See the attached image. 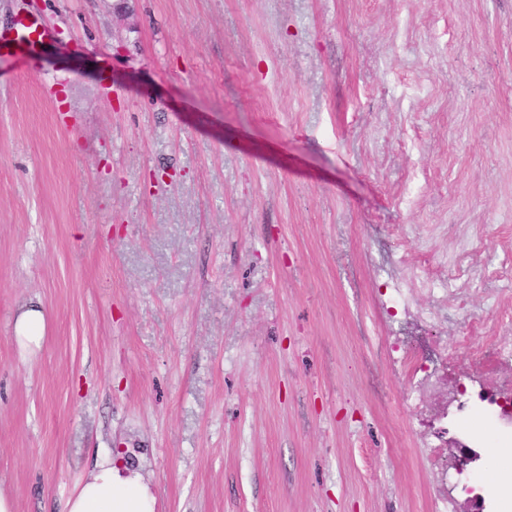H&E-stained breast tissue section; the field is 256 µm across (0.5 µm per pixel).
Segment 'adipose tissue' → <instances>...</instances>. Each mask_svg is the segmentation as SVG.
I'll return each mask as SVG.
<instances>
[{"label":"adipose tissue","mask_w":512,"mask_h":512,"mask_svg":"<svg viewBox=\"0 0 512 512\" xmlns=\"http://www.w3.org/2000/svg\"><path fill=\"white\" fill-rule=\"evenodd\" d=\"M155 498L140 470L121 456L96 460L66 502V512H154Z\"/></svg>","instance_id":"obj_1"}]
</instances>
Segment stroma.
Masks as SVG:
<instances>
[{
  "mask_svg": "<svg viewBox=\"0 0 512 512\" xmlns=\"http://www.w3.org/2000/svg\"><path fill=\"white\" fill-rule=\"evenodd\" d=\"M27 12L53 42L0 57L15 512H64L116 448L157 512H434L478 465L496 495L455 512L512 506L456 419L512 384L476 366L512 341V0H0V32ZM401 336L447 350L436 379ZM44 329V311L36 306H26L17 316L14 337L23 350L33 352L41 347Z\"/></svg>",
  "mask_w": 512,
  "mask_h": 512,
  "instance_id": "35a3bbf8",
  "label": "stroma"
}]
</instances>
